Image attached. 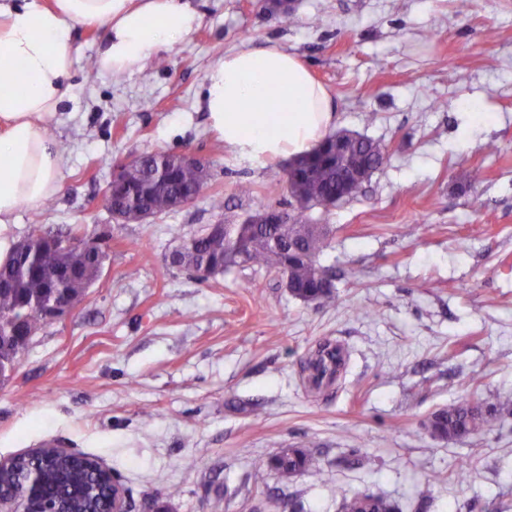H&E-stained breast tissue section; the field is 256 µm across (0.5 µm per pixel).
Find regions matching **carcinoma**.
Returning <instances> with one entry per match:
<instances>
[{
	"instance_id": "cac0c4a2",
	"label": "carcinoma",
	"mask_w": 512,
	"mask_h": 512,
	"mask_svg": "<svg viewBox=\"0 0 512 512\" xmlns=\"http://www.w3.org/2000/svg\"><path fill=\"white\" fill-rule=\"evenodd\" d=\"M349 152L366 164V177L387 161L379 143L360 134L345 132ZM335 135L327 136L310 154L293 160L295 164L312 165L305 179L291 184L289 206L300 213L289 224H253L247 220L230 230H202L182 244L172 256L171 265L184 268L207 280L235 266H263L276 271L295 285L296 297L320 305L335 302L333 289L319 287L328 269L319 264L320 255L331 244L330 233L309 223L305 212L336 201L344 180V167L336 157L324 151ZM170 152L145 150L127 162V173L112 184V208L120 210L121 220L139 222L143 216H157L172 210L178 197L196 194L210 179L207 164L176 162ZM30 245L15 248L11 257L0 264V371L13 367L17 352L28 342L14 335L17 324L40 315L63 298L76 304L100 277L109 245L98 239L90 247V237L69 231L52 233L35 226L28 233ZM502 410L493 396L474 400L458 398L435 411L430 420L436 437L464 440L489 425ZM275 469L284 482L305 471L320 469L319 455L305 448H290L257 467ZM36 469L44 482L39 494L52 497L67 488L74 501L75 512H109L111 489L105 480L71 457L33 456L22 463V473ZM364 504L357 495H341V512H399V506L382 496H369Z\"/></svg>"
}]
</instances>
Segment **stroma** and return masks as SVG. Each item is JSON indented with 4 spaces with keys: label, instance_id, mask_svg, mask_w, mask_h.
Instances as JSON below:
<instances>
[{
    "label": "stroma",
    "instance_id": "35a3bbf8",
    "mask_svg": "<svg viewBox=\"0 0 512 512\" xmlns=\"http://www.w3.org/2000/svg\"><path fill=\"white\" fill-rule=\"evenodd\" d=\"M192 2L197 30L122 75L87 73L104 26L71 30L74 87L49 130L62 187L20 207L12 233L79 227L110 250L0 381V460L58 441L119 475L128 512H269L272 499L278 512H340L344 493L402 512H512V0H292L289 23L264 0ZM270 42L327 88L338 129L388 156L362 195L309 212L332 230L330 308L257 266L201 282L170 263L207 225L291 200L266 194L284 160L226 149L202 106L214 62ZM147 149L194 154L210 179L184 207L115 220L103 201L114 166ZM325 346L343 370L316 365ZM478 388L499 397L501 420L462 441L428 433L435 410ZM303 445L319 471L285 484L255 466ZM354 452L361 464H346ZM436 472L444 481L426 487Z\"/></svg>",
    "mask_w": 512,
    "mask_h": 512
}]
</instances>
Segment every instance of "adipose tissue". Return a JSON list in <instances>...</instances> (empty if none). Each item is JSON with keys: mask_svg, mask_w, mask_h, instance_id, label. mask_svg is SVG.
Segmentation results:
<instances>
[{"mask_svg": "<svg viewBox=\"0 0 512 512\" xmlns=\"http://www.w3.org/2000/svg\"><path fill=\"white\" fill-rule=\"evenodd\" d=\"M106 26L101 70L134 71L191 35L188 0H0V263L16 241L21 206L60 190L62 153L49 134L72 91L71 24ZM204 101L224 145L256 161L311 152L337 123L330 94L305 64L277 44L245 47L211 65Z\"/></svg>", "mask_w": 512, "mask_h": 512, "instance_id": "ef3b65f1", "label": "adipose tissue"}]
</instances>
